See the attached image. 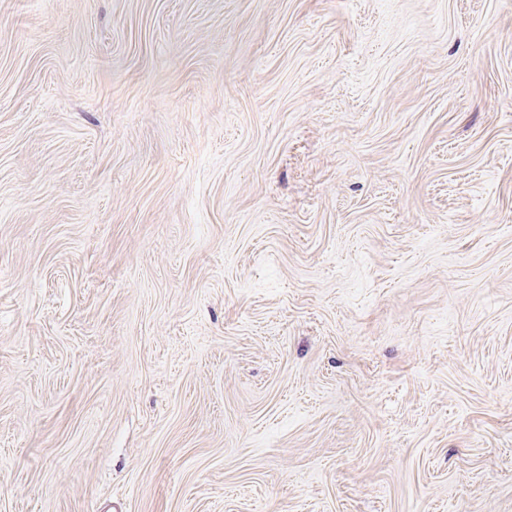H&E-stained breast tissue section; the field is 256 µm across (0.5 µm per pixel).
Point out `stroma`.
I'll use <instances>...</instances> for the list:
<instances>
[{
    "label": "stroma",
    "mask_w": 512,
    "mask_h": 512,
    "mask_svg": "<svg viewBox=\"0 0 512 512\" xmlns=\"http://www.w3.org/2000/svg\"><path fill=\"white\" fill-rule=\"evenodd\" d=\"M0 512H512V0H0Z\"/></svg>",
    "instance_id": "obj_1"
}]
</instances>
